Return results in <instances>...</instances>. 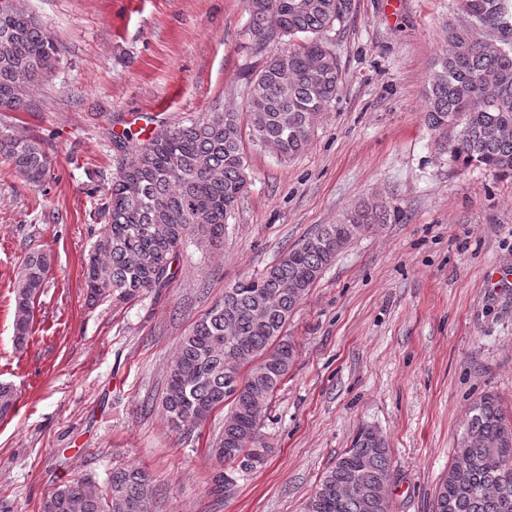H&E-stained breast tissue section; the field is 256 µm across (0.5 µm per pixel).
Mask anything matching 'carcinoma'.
Listing matches in <instances>:
<instances>
[{
	"label": "carcinoma",
	"mask_w": 512,
	"mask_h": 512,
	"mask_svg": "<svg viewBox=\"0 0 512 512\" xmlns=\"http://www.w3.org/2000/svg\"><path fill=\"white\" fill-rule=\"evenodd\" d=\"M249 28L272 50L247 84L246 112L255 139L282 159L308 146L342 85L339 60L325 38L342 24L351 0H248ZM446 49L433 62L424 121L441 154L463 167L512 177V0H454ZM60 43L21 0H0V110L23 111L25 93L50 73ZM0 157L29 185L46 179L51 159L35 139L0 130ZM238 114L220 107L187 124L157 130L120 168L97 208L104 218L84 262L83 288L92 303L122 304L172 283L173 259L195 235L224 242L247 181ZM400 210L363 203L338 224H324L263 273L224 289V296L182 339L162 400L176 427L205 422L224 406V430L214 451L224 465L260 433L262 409L295 361L288 321L324 269L353 239ZM52 270L51 256L25 255L15 289L14 343L31 337L35 300ZM238 361L227 381L225 358ZM16 403L0 384V418ZM494 454L500 466L486 458ZM468 463L457 480L455 459ZM390 479V448L370 426L326 470L304 512H367L368 501ZM499 485L498 495L485 488ZM150 476L115 468L103 493L82 480L52 490L41 512H152ZM434 512H512V419L496 396L477 400L458 434L453 460L434 498Z\"/></svg>",
	"instance_id": "1"
}]
</instances>
